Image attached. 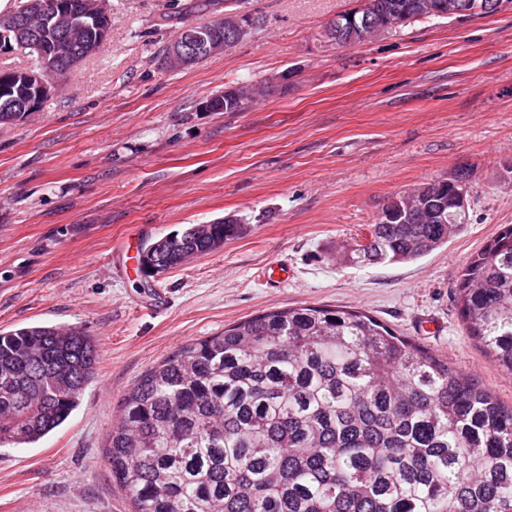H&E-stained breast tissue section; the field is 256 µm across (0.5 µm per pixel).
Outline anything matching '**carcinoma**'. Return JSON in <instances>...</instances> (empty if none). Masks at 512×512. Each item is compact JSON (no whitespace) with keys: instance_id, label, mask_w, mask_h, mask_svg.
<instances>
[{"instance_id":"1","label":"carcinoma","mask_w":512,"mask_h":512,"mask_svg":"<svg viewBox=\"0 0 512 512\" xmlns=\"http://www.w3.org/2000/svg\"><path fill=\"white\" fill-rule=\"evenodd\" d=\"M29 21L58 54L83 56L111 19L64 0ZM418 0H366L391 24L429 18ZM443 178L395 196L345 251L353 265L408 262L469 223ZM423 204L435 217H412ZM239 225L193 224L149 244L142 265L163 274L207 254ZM461 320L512 374V225L471 255L458 277ZM99 362L76 328L0 331V445L33 444L79 408ZM106 461L133 512H512V409L479 379L354 309L271 310L180 346L123 395Z\"/></svg>"}]
</instances>
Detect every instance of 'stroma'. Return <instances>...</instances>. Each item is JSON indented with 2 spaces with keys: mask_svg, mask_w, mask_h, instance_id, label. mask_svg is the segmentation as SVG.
I'll list each match as a JSON object with an SVG mask.
<instances>
[{
  "mask_svg": "<svg viewBox=\"0 0 512 512\" xmlns=\"http://www.w3.org/2000/svg\"><path fill=\"white\" fill-rule=\"evenodd\" d=\"M361 5L245 0L246 38L170 68L165 47L224 0H111L107 43L38 112L0 125V330L70 324L100 354L68 421L0 447V512H132L105 460L124 392L181 345L267 310L365 312L512 407V378L455 301L465 261L512 224V0L337 45L330 21ZM275 74L246 111L203 107ZM460 168L471 222L447 245L410 262L340 260L388 198ZM227 218L244 231L212 252L158 277L141 266L148 244ZM273 261L291 267L287 282H267Z\"/></svg>",
  "mask_w": 512,
  "mask_h": 512,
  "instance_id": "stroma-1",
  "label": "stroma"
}]
</instances>
